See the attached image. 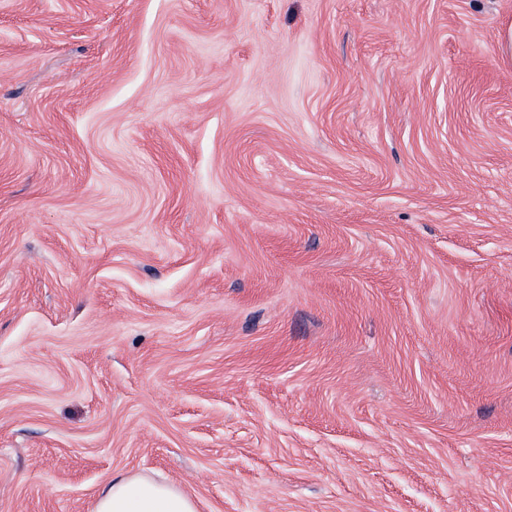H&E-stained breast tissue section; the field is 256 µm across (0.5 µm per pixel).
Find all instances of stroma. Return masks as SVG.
Masks as SVG:
<instances>
[{
	"mask_svg": "<svg viewBox=\"0 0 512 512\" xmlns=\"http://www.w3.org/2000/svg\"><path fill=\"white\" fill-rule=\"evenodd\" d=\"M512 0H0V512H512ZM94 512H198L196 499L168 479L116 473L101 489Z\"/></svg>",
	"mask_w": 512,
	"mask_h": 512,
	"instance_id": "1",
	"label": "stroma"
}]
</instances>
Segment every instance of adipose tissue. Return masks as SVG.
Returning <instances> with one entry per match:
<instances>
[{
    "label": "adipose tissue",
    "instance_id": "adipose-tissue-1",
    "mask_svg": "<svg viewBox=\"0 0 512 512\" xmlns=\"http://www.w3.org/2000/svg\"><path fill=\"white\" fill-rule=\"evenodd\" d=\"M94 512H198L194 496L166 479L116 473L101 489Z\"/></svg>",
    "mask_w": 512,
    "mask_h": 512
}]
</instances>
